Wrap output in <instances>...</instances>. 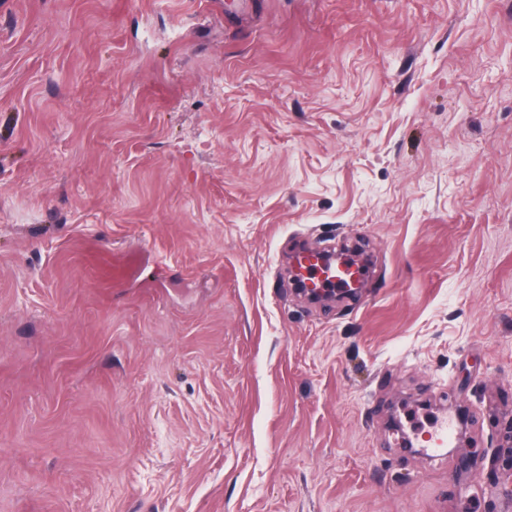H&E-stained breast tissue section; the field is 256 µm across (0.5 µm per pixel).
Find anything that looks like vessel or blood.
Segmentation results:
<instances>
[{
	"instance_id": "vessel-or-blood-1",
	"label": "vessel or blood",
	"mask_w": 512,
	"mask_h": 512,
	"mask_svg": "<svg viewBox=\"0 0 512 512\" xmlns=\"http://www.w3.org/2000/svg\"><path fill=\"white\" fill-rule=\"evenodd\" d=\"M292 271L294 277L303 283L306 292L314 295L332 290L346 294L368 284L367 275L360 264L347 258L332 264L324 261L317 250L298 251L292 260ZM454 437L453 425L438 421L427 429L420 445L434 450L449 448L454 444Z\"/></svg>"
}]
</instances>
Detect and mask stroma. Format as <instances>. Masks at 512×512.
<instances>
[{
	"label": "stroma",
	"instance_id": "obj_1",
	"mask_svg": "<svg viewBox=\"0 0 512 512\" xmlns=\"http://www.w3.org/2000/svg\"><path fill=\"white\" fill-rule=\"evenodd\" d=\"M0 512H512V0H0ZM321 255L320 251L304 249L293 257V275L303 283L307 293L321 295L334 290L346 294L368 285L367 274L360 264L347 258L332 264ZM355 287L358 288L352 290ZM454 426L448 422H435L427 429L419 443L420 448H431L433 451L438 448H452L454 444Z\"/></svg>",
	"mask_w": 512,
	"mask_h": 512
}]
</instances>
